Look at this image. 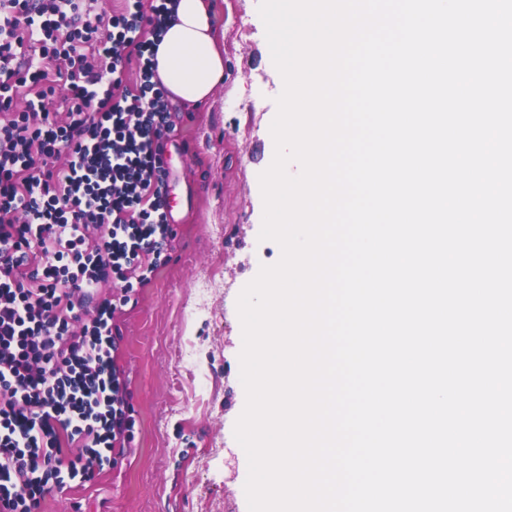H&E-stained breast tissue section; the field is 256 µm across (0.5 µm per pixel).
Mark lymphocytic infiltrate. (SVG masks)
<instances>
[{"label": "lymphocytic infiltrate", "mask_w": 512, "mask_h": 512, "mask_svg": "<svg viewBox=\"0 0 512 512\" xmlns=\"http://www.w3.org/2000/svg\"><path fill=\"white\" fill-rule=\"evenodd\" d=\"M171 2L0 0V512L133 441L116 314L176 236L153 62Z\"/></svg>", "instance_id": "obj_1"}]
</instances>
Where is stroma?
Returning a JSON list of instances; mask_svg holds the SVG:
<instances>
[{
    "mask_svg": "<svg viewBox=\"0 0 512 512\" xmlns=\"http://www.w3.org/2000/svg\"><path fill=\"white\" fill-rule=\"evenodd\" d=\"M232 74L210 107L169 108L172 222L166 259L123 307L120 361L129 375L131 448L87 484L48 493L39 512H248V462L234 437L245 406L237 298L279 245L260 240L259 175L283 80L269 55L259 0H223ZM225 286L202 295L204 278Z\"/></svg>",
    "mask_w": 512,
    "mask_h": 512,
    "instance_id": "obj_1",
    "label": "stroma"
}]
</instances>
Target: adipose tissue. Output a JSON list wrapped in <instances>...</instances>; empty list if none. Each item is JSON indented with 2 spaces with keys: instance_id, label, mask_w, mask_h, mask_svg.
I'll list each match as a JSON object with an SVG mask.
<instances>
[{
  "instance_id": "obj_1",
  "label": "adipose tissue",
  "mask_w": 512,
  "mask_h": 512,
  "mask_svg": "<svg viewBox=\"0 0 512 512\" xmlns=\"http://www.w3.org/2000/svg\"><path fill=\"white\" fill-rule=\"evenodd\" d=\"M221 28L212 0H174L154 57L155 79L171 101L197 107L224 78Z\"/></svg>"
}]
</instances>
